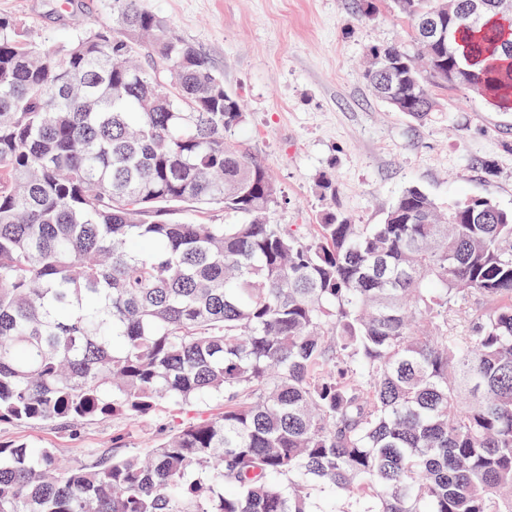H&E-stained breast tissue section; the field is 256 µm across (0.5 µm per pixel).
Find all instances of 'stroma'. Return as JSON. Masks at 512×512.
<instances>
[{
	"mask_svg": "<svg viewBox=\"0 0 512 512\" xmlns=\"http://www.w3.org/2000/svg\"><path fill=\"white\" fill-rule=\"evenodd\" d=\"M167 34L191 44L244 104L232 134L269 169L279 191L276 224H316L329 209L354 224L382 223L416 186L438 203L484 196L512 209V112L477 94L437 90L439 112L423 123L372 93L361 71L368 50L410 44L412 28L389 0L362 15L358 0H148ZM51 50L75 30L112 22L110 0H0ZM161 416L102 419L71 430L54 423L0 425V441L54 448L60 466L111 452L112 438L144 450Z\"/></svg>",
	"mask_w": 512,
	"mask_h": 512,
	"instance_id": "35a3bbf8",
	"label": "stroma"
}]
</instances>
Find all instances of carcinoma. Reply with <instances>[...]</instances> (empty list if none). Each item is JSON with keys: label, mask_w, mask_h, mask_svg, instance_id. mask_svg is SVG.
<instances>
[{"label": "carcinoma", "mask_w": 512, "mask_h": 512, "mask_svg": "<svg viewBox=\"0 0 512 512\" xmlns=\"http://www.w3.org/2000/svg\"><path fill=\"white\" fill-rule=\"evenodd\" d=\"M145 2L52 52L0 16V424L168 423L69 469L0 443V512H512V211L273 223L242 103ZM468 2L393 0L448 39L369 49L378 99L424 121L451 64L512 110V13Z\"/></svg>", "instance_id": "cac0c4a2"}]
</instances>
